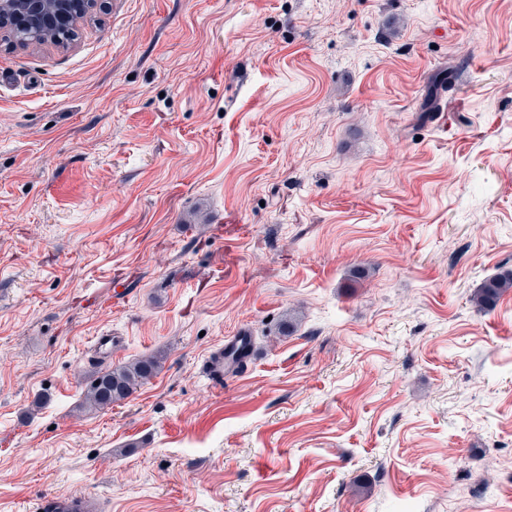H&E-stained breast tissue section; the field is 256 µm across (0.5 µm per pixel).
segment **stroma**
Listing matches in <instances>:
<instances>
[{
	"mask_svg": "<svg viewBox=\"0 0 512 512\" xmlns=\"http://www.w3.org/2000/svg\"><path fill=\"white\" fill-rule=\"evenodd\" d=\"M92 14L0 44V512H512V0ZM78 38L74 29L59 30L56 28H40L21 30L15 34V44L22 46H38L46 43L66 49ZM509 291H512V269H505L485 279L471 295V302L478 310L488 312ZM157 365L154 357L143 356L130 364L95 373L87 385V406L104 409L112 403L124 400L137 386L153 376ZM98 501L90 495L70 496L46 494L35 508L36 512H99Z\"/></svg>",
	"mask_w": 512,
	"mask_h": 512,
	"instance_id": "1",
	"label": "stroma"
}]
</instances>
